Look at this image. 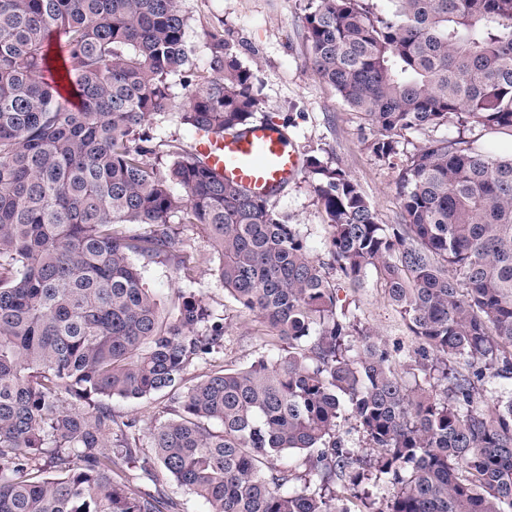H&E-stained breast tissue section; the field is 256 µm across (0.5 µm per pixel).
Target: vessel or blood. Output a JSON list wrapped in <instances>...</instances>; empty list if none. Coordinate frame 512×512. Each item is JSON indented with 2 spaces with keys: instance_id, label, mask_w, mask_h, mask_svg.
<instances>
[{
  "instance_id": "obj_1",
  "label": "vessel or blood",
  "mask_w": 512,
  "mask_h": 512,
  "mask_svg": "<svg viewBox=\"0 0 512 512\" xmlns=\"http://www.w3.org/2000/svg\"><path fill=\"white\" fill-rule=\"evenodd\" d=\"M195 150L209 167L251 194L275 196L296 179L302 160L290 139L266 123H255L238 136L198 137Z\"/></svg>"
}]
</instances>
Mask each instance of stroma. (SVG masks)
<instances>
[{
  "label": "stroma",
  "mask_w": 512,
  "mask_h": 512,
  "mask_svg": "<svg viewBox=\"0 0 512 512\" xmlns=\"http://www.w3.org/2000/svg\"><path fill=\"white\" fill-rule=\"evenodd\" d=\"M304 4L305 0H180V8L189 18L185 40L192 60L197 67H205V34L223 28L239 60L256 77L257 120L287 125L288 136L301 156L344 169L360 185L382 223H401L396 193L400 168L373 155L369 144L378 135L376 128L348 107L311 66L302 23ZM277 207L295 225L311 255L326 259L327 230L309 172L289 183ZM181 231L195 258L193 280L175 279L167 263L148 266L144 277L165 303L174 302L181 289L207 302L224 318L225 367L247 366L264 352L267 329L259 319L240 312L225 293L215 273L211 246L200 228L185 224ZM338 287L340 306L353 310L364 328L385 341L399 375L413 383L418 342L385 297L375 271H368L364 287L352 288L343 281Z\"/></svg>",
  "instance_id": "1"
}]
</instances>
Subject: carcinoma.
Returning <instances> with one entry per match:
<instances>
[{
	"label": "carcinoma",
	"instance_id": "carcinoma-1",
	"mask_svg": "<svg viewBox=\"0 0 512 512\" xmlns=\"http://www.w3.org/2000/svg\"><path fill=\"white\" fill-rule=\"evenodd\" d=\"M386 2L307 0L312 66L378 129L380 161L406 131L454 119L458 135L402 165L401 224L308 157L325 262L276 199L153 133L177 84L194 133L251 124L254 75L224 31L199 70L178 0H0V512H180L131 468L207 512H512V392L479 404L470 370L512 378V0ZM176 222L205 231L224 289L270 337L250 365L191 383L224 319L191 292L168 309L145 281L160 262L193 279ZM369 269L419 340L423 385L337 306L331 271L359 287ZM159 394L178 410L142 448L104 400ZM344 415L365 447L336 433ZM293 454L306 476L281 466ZM163 486L169 496L182 504L183 512H207V507L202 500L190 494L176 483L163 480Z\"/></svg>",
	"mask_w": 512,
	"mask_h": 512
}]
</instances>
